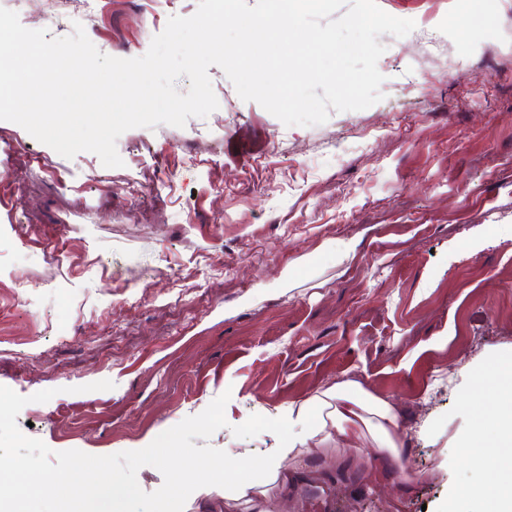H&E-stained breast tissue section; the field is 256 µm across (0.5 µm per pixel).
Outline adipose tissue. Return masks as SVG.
Wrapping results in <instances>:
<instances>
[{
  "label": "adipose tissue",
  "mask_w": 512,
  "mask_h": 512,
  "mask_svg": "<svg viewBox=\"0 0 512 512\" xmlns=\"http://www.w3.org/2000/svg\"><path fill=\"white\" fill-rule=\"evenodd\" d=\"M474 381L485 404L495 409L490 421L497 431L496 437L472 458L475 466L492 476L491 482L476 487L475 493L485 498L488 512H512V354L494 357L476 371ZM275 415L288 429V438L257 461L250 481H237L232 467H225V501L261 499L265 486L271 483L288 489L295 480L284 464L300 456V442L350 440L356 436L360 423L371 416L376 419L374 442L378 454L389 456L393 464L401 462L396 451L403 433L400 412L358 381L325 385L311 400L289 404L276 410Z\"/></svg>",
  "instance_id": "ef3b65f1"
}]
</instances>
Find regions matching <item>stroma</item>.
I'll use <instances>...</instances> for the list:
<instances>
[{
	"label": "stroma",
	"instance_id": "35a3bbf8",
	"mask_svg": "<svg viewBox=\"0 0 512 512\" xmlns=\"http://www.w3.org/2000/svg\"><path fill=\"white\" fill-rule=\"evenodd\" d=\"M383 98L285 126L216 66L219 102L184 127L124 132L122 167L67 159L0 121V385L56 452L125 451L175 432L239 477L279 447L276 407L357 379L405 421L417 475L374 463L369 428L306 442L272 512H442L479 484L459 463L482 402L470 375L512 352V0H378ZM28 29L81 23L104 54L144 55L198 0H0ZM109 380L107 391L86 384ZM185 512H253L181 482Z\"/></svg>",
	"mask_w": 512,
	"mask_h": 512
}]
</instances>
